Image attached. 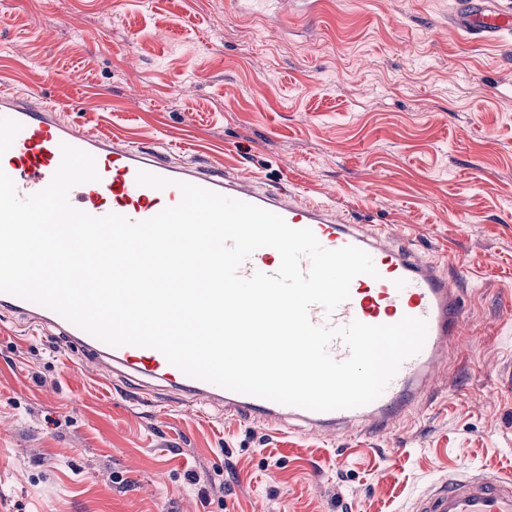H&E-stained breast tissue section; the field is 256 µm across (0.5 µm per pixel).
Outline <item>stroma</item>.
Segmentation results:
<instances>
[{
    "mask_svg": "<svg viewBox=\"0 0 512 512\" xmlns=\"http://www.w3.org/2000/svg\"><path fill=\"white\" fill-rule=\"evenodd\" d=\"M453 0H0V84L172 163L387 226L462 283L448 375L374 436L102 381L0 308V512H409L512 471V32ZM465 27L474 39H486L488 35L512 30V13L487 8L483 4L469 3L465 6Z\"/></svg>",
    "mask_w": 512,
    "mask_h": 512,
    "instance_id": "1",
    "label": "stroma"
}]
</instances>
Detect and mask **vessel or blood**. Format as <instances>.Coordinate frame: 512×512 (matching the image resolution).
<instances>
[{"label":"vessel or blood","instance_id":"1","mask_svg":"<svg viewBox=\"0 0 512 512\" xmlns=\"http://www.w3.org/2000/svg\"><path fill=\"white\" fill-rule=\"evenodd\" d=\"M465 27L476 39L511 31L512 13L472 0ZM64 143L92 154L99 173L98 181L71 190L69 200L76 208L94 216L114 212L142 221L179 202L180 192L173 185L163 190L138 185L136 177L141 170L173 183L178 180L204 187L279 214L291 227L312 229L325 248L353 245L370 254L376 276L356 277L349 299L333 313L312 306L309 316L313 323L330 327H343L355 320L393 324L407 315L425 319L428 325L422 350L402 363L379 398L357 408L315 412L188 376L156 349L110 346L42 305L0 293V305L24 313L36 326L57 328L101 371L119 373L144 393L169 391L196 403L223 405L243 422L297 421L313 433L360 426L377 435L389 433L397 421L408 418L419 398L445 373L448 351L463 329L461 293L448 277L445 263L421 258L396 244L384 227L355 224L343 211L292 191L263 185L251 177H230L200 164H171L160 149L137 147L118 138L106 140L81 130L35 93L0 92V168L14 180L20 196L49 184L60 165ZM280 261L277 250L263 247L244 262L240 273L246 277L257 271L273 274ZM412 512H512V476L448 478L418 496Z\"/></svg>","mask_w":512,"mask_h":512}]
</instances>
